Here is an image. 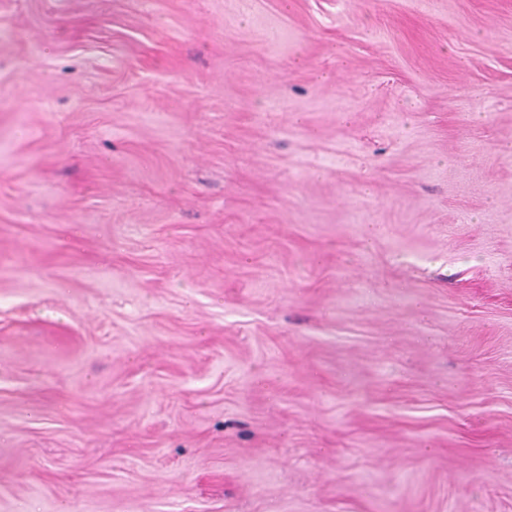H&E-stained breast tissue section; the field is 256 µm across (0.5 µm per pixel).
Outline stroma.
<instances>
[{"mask_svg": "<svg viewBox=\"0 0 512 512\" xmlns=\"http://www.w3.org/2000/svg\"><path fill=\"white\" fill-rule=\"evenodd\" d=\"M0 512H512V0H0Z\"/></svg>", "mask_w": 512, "mask_h": 512, "instance_id": "obj_1", "label": "stroma"}]
</instances>
